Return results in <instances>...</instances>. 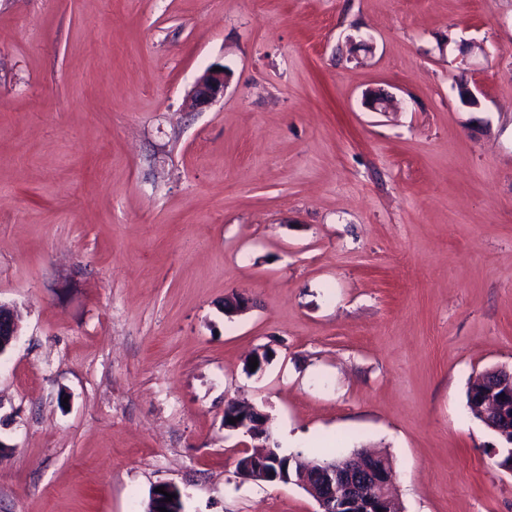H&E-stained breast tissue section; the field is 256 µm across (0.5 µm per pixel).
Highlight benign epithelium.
Masks as SVG:
<instances>
[{
    "instance_id": "7a95c632",
    "label": "benign epithelium",
    "mask_w": 512,
    "mask_h": 512,
    "mask_svg": "<svg viewBox=\"0 0 512 512\" xmlns=\"http://www.w3.org/2000/svg\"><path fill=\"white\" fill-rule=\"evenodd\" d=\"M225 71L207 69L189 92L193 108H204L224 96ZM460 100L469 107L480 104L478 86L461 81L457 84ZM20 327L10 309L0 304V337H8L10 348L19 336ZM472 398L480 421L506 443L512 445V419L506 410L512 405V367H496L474 380ZM235 423H229V419ZM224 429L241 431L260 441L262 451L245 450L236 461V472L245 479L289 484L291 456L275 451L273 435L265 413L255 407L233 401L224 405ZM371 455L358 452L340 462L317 467L308 463L300 469L299 483L318 505L317 512H346L365 502L370 512H393V469L369 463Z\"/></svg>"
}]
</instances>
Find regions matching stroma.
<instances>
[{
  "instance_id": "1",
  "label": "stroma",
  "mask_w": 512,
  "mask_h": 512,
  "mask_svg": "<svg viewBox=\"0 0 512 512\" xmlns=\"http://www.w3.org/2000/svg\"><path fill=\"white\" fill-rule=\"evenodd\" d=\"M0 302V512H316L230 399L401 512H512L466 404L512 366V0H0ZM215 67L221 68V71H213ZM215 67L207 69L189 92V98L193 108L207 107L218 98L224 97L226 84L224 66ZM251 413L260 415L257 420H251ZM241 416V419H238ZM229 418H235L234 424H229ZM223 426L225 430L230 431H243L252 440L261 441V445L252 448H263L260 452H250L246 449L236 461V472L238 475L245 479L265 482V483H282L289 484L293 478L288 474L289 463L293 454H280L273 446L274 440L271 431L268 428V420L265 413L256 407L241 406L233 401L224 404V420ZM268 450L274 451V455L268 456ZM338 449L333 448L331 453H336ZM295 458L292 459L290 465V474L293 475L299 468V461L314 462V461H330L334 458H311L304 456L301 453H296ZM283 461V463H282ZM282 463V468H281ZM264 464L271 466L265 467Z\"/></svg>"
}]
</instances>
